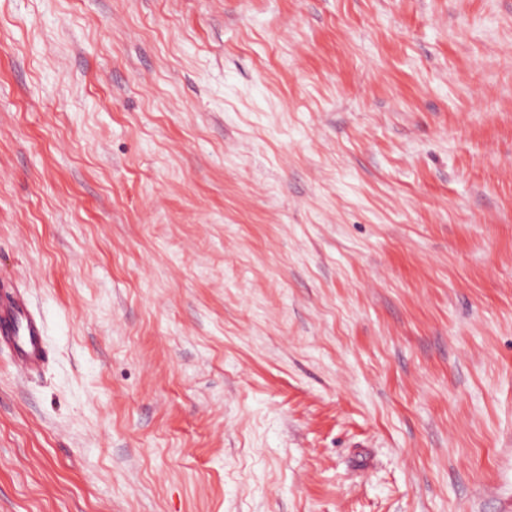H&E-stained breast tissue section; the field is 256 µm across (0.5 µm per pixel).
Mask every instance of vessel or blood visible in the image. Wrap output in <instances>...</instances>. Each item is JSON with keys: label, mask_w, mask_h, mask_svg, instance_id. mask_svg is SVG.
Wrapping results in <instances>:
<instances>
[{"label": "vessel or blood", "mask_w": 512, "mask_h": 512, "mask_svg": "<svg viewBox=\"0 0 512 512\" xmlns=\"http://www.w3.org/2000/svg\"><path fill=\"white\" fill-rule=\"evenodd\" d=\"M44 321L18 290L0 289V350H8L24 372L41 371L47 358Z\"/></svg>", "instance_id": "b4317fda"}]
</instances>
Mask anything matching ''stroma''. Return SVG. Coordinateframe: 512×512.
Instances as JSON below:
<instances>
[{"label": "stroma", "instance_id": "stroma-1", "mask_svg": "<svg viewBox=\"0 0 512 512\" xmlns=\"http://www.w3.org/2000/svg\"><path fill=\"white\" fill-rule=\"evenodd\" d=\"M0 512H512V0H0ZM0 351L7 349L13 363L25 373L41 371L47 358L44 321L17 285L0 286Z\"/></svg>", "mask_w": 512, "mask_h": 512}]
</instances>
